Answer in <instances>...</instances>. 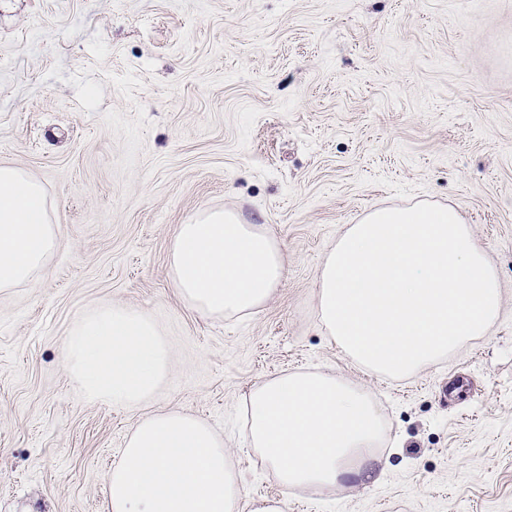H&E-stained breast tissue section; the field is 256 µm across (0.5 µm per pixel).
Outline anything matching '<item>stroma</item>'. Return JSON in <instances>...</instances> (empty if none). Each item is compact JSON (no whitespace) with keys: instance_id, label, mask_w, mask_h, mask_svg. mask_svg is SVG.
<instances>
[{"instance_id":"1","label":"stroma","mask_w":512,"mask_h":512,"mask_svg":"<svg viewBox=\"0 0 512 512\" xmlns=\"http://www.w3.org/2000/svg\"><path fill=\"white\" fill-rule=\"evenodd\" d=\"M46 194L58 246L0 290V512H110L105 473L143 417L223 437L283 512H512V0H0V165ZM457 207L503 291L487 336L410 379L358 367L317 314L322 258L378 207ZM262 224L286 280L246 318L179 296L178 225ZM149 314L172 369L125 407L63 367L74 322ZM296 370L367 389L378 479L284 490L242 439L255 385Z\"/></svg>"}]
</instances>
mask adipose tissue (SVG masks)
Returning a JSON list of instances; mask_svg holds the SVG:
<instances>
[{"mask_svg":"<svg viewBox=\"0 0 512 512\" xmlns=\"http://www.w3.org/2000/svg\"><path fill=\"white\" fill-rule=\"evenodd\" d=\"M56 246L40 184L0 165V290L30 277ZM169 269L189 306L244 317L282 284L286 258L264 225L211 211L179 225ZM64 369L87 399L132 406L156 391L170 360L151 319L113 305L73 324ZM388 431L371 395L336 375L286 373L259 383L245 399V444L289 490L332 493L349 475L370 478L369 450ZM105 482L111 512H240L246 497L223 438L182 412L141 420Z\"/></svg>","mask_w":512,"mask_h":512,"instance_id":"ef3b65f1","label":"adipose tissue"}]
</instances>
